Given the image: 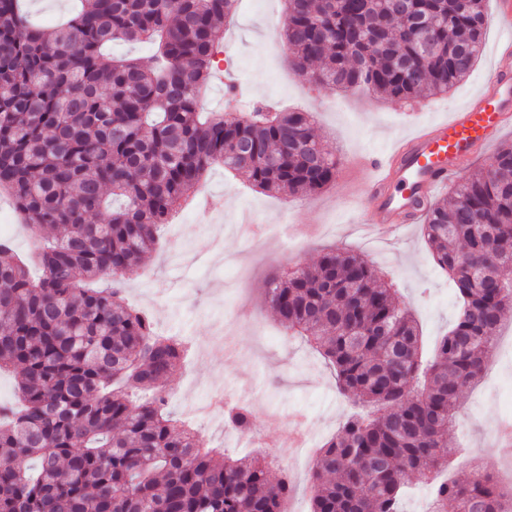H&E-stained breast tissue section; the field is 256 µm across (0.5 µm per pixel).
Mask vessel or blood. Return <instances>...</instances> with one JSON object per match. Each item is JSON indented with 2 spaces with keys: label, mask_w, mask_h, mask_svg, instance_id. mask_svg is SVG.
I'll list each match as a JSON object with an SVG mask.
<instances>
[{
  "label": "vessel or blood",
  "mask_w": 512,
  "mask_h": 512,
  "mask_svg": "<svg viewBox=\"0 0 512 512\" xmlns=\"http://www.w3.org/2000/svg\"><path fill=\"white\" fill-rule=\"evenodd\" d=\"M496 21L505 33L483 89L444 120L418 126L381 157L362 159L371 173V191L363 207L373 214L374 234L394 233L415 223L437 188L481 154L512 126V0H498Z\"/></svg>",
  "instance_id": "1"
}]
</instances>
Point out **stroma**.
I'll return each mask as SVG.
<instances>
[{"label": "stroma", "instance_id": "obj_1", "mask_svg": "<svg viewBox=\"0 0 512 512\" xmlns=\"http://www.w3.org/2000/svg\"><path fill=\"white\" fill-rule=\"evenodd\" d=\"M284 0H241L224 26L217 61L222 69L204 97L206 110L224 108V81L243 83L251 97L311 112L319 139L339 161L386 154L415 121L457 111L483 85L496 62L499 31L488 25L475 69L447 93L397 102L360 92H331L303 82L277 51ZM369 186L354 175L333 186L290 199L248 187L244 175L213 167L196 200L165 225L159 245L146 255L125 286L127 302L152 312L159 334L189 344L165 381L175 414L212 403L218 396L244 400L252 412L257 444L222 431L215 418L205 447L233 457L261 455L288 472L294 488L284 512H311V471L316 454L355 407L337 388L324 359L300 340L283 335L265 301L263 286L275 271L313 264L322 248L360 249L356 200ZM267 225L266 242L246 249L231 232L242 212ZM366 257L397 290L400 305L417 319L425 349L452 326L457 300L447 277L433 264L419 225L375 243ZM512 418V321L498 338L488 371L461 395L457 430L448 438L449 473L462 478V458L479 460L502 483L512 482V442L491 428Z\"/></svg>", "mask_w": 512, "mask_h": 512}]
</instances>
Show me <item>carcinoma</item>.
Instances as JSON below:
<instances>
[{"mask_svg": "<svg viewBox=\"0 0 512 512\" xmlns=\"http://www.w3.org/2000/svg\"><path fill=\"white\" fill-rule=\"evenodd\" d=\"M239 0H81L52 31L23 0H0V191L28 222L43 275L0 240V370L20 405L0 408V512H282L291 480L271 462L217 456L168 410L159 388L184 343L131 306L123 278L209 169L259 192L331 184L336 156L309 112H206L220 34ZM293 68L330 90L407 102L448 92L479 59L484 0H285ZM115 41L152 42L150 64ZM432 203L422 232L458 299L426 357L418 325L364 256L329 248L269 279L267 303L373 415L351 414L312 472L311 512H401L408 481L430 512H512L490 472L437 483L460 390L478 381L512 312V142ZM107 214L96 223L93 218ZM112 275V287L88 284ZM224 423L250 430L243 403Z\"/></svg>", "mask_w": 512, "mask_h": 512, "instance_id": "carcinoma-1", "label": "carcinoma"}]
</instances>
